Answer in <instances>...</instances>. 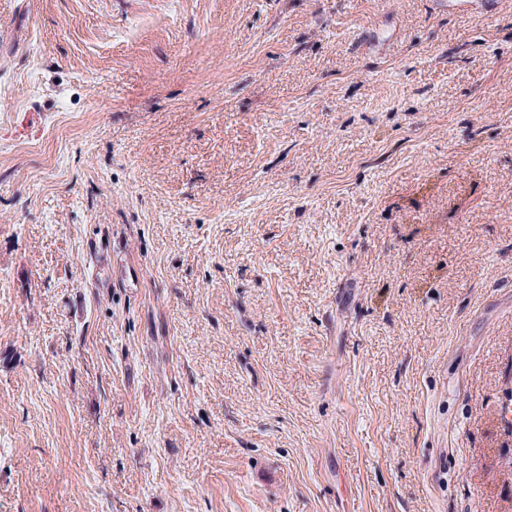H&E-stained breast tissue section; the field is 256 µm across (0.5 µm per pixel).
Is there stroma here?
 <instances>
[{
  "instance_id": "obj_1",
  "label": "stroma",
  "mask_w": 512,
  "mask_h": 512,
  "mask_svg": "<svg viewBox=\"0 0 512 512\" xmlns=\"http://www.w3.org/2000/svg\"><path fill=\"white\" fill-rule=\"evenodd\" d=\"M0 0V512H512V0Z\"/></svg>"
}]
</instances>
